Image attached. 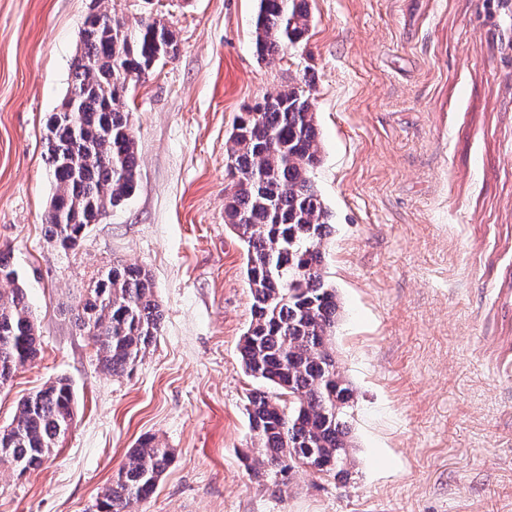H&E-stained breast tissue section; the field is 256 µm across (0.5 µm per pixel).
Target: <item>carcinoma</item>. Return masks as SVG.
Masks as SVG:
<instances>
[{
	"instance_id": "cac0c4a2",
	"label": "carcinoma",
	"mask_w": 512,
	"mask_h": 512,
	"mask_svg": "<svg viewBox=\"0 0 512 512\" xmlns=\"http://www.w3.org/2000/svg\"><path fill=\"white\" fill-rule=\"evenodd\" d=\"M130 36L84 22L73 85L46 120L47 161L54 193L46 236L75 249L136 189L138 155L126 109V76L147 75L176 49L174 32L147 16ZM310 16L304 0H258L254 44L274 60L302 41ZM316 113L310 98L287 85L240 113L230 137L232 193L224 211L246 247L252 319L239 341L247 374L275 389L247 397L253 438L274 475L288 478L304 460L346 481L355 466L351 436L355 389L342 374L332 340L337 290L324 279L322 244L332 233L328 211L311 181L320 163ZM0 387L37 357L40 342L10 253L0 252ZM164 312L145 269L112 262L77 306L75 323L91 340L103 369L132 371L155 343ZM75 395L58 378L18 402L0 426V465L18 477L52 455L74 420ZM172 461L153 435L141 437L113 474L94 512H131L150 498Z\"/></svg>"
}]
</instances>
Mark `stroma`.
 I'll use <instances>...</instances> for the list:
<instances>
[{"mask_svg": "<svg viewBox=\"0 0 512 512\" xmlns=\"http://www.w3.org/2000/svg\"><path fill=\"white\" fill-rule=\"evenodd\" d=\"M306 38L257 58L256 0H112L172 29L174 56L130 81L138 185L78 249L45 236L46 119L95 0H0V250L41 350L0 389V426L58 377L72 428L41 468L0 467V512H90L145 435L173 453L134 512H512V10L490 0H307ZM310 91L323 269L355 387L352 477L259 469L238 351L244 250L225 222L239 112ZM149 269L164 309L131 373L103 371L75 325L98 273Z\"/></svg>", "mask_w": 512, "mask_h": 512, "instance_id": "stroma-1", "label": "stroma"}]
</instances>
